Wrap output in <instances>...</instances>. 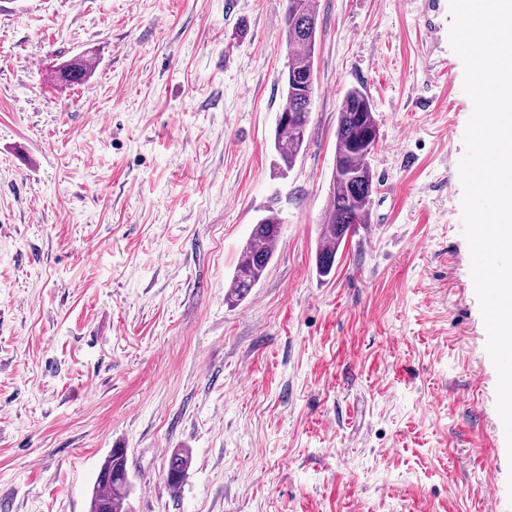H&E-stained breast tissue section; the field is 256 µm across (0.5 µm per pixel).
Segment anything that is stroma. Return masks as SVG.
<instances>
[{
  "mask_svg": "<svg viewBox=\"0 0 512 512\" xmlns=\"http://www.w3.org/2000/svg\"><path fill=\"white\" fill-rule=\"evenodd\" d=\"M286 7L0 0V512H89L117 447L129 512H512L449 0H317L311 121L283 175ZM83 54L95 72L58 86ZM353 87L375 107L371 220L321 278ZM270 209L275 255L228 306ZM253 225L242 248L232 278L231 288L224 294L228 306L240 304L261 280L272 260L281 237L282 220L278 212L267 210Z\"/></svg>",
  "mask_w": 512,
  "mask_h": 512,
  "instance_id": "1",
  "label": "stroma"
}]
</instances>
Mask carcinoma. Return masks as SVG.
Here are the masks:
<instances>
[{
	"mask_svg": "<svg viewBox=\"0 0 512 512\" xmlns=\"http://www.w3.org/2000/svg\"><path fill=\"white\" fill-rule=\"evenodd\" d=\"M285 41L288 48V71L284 105L290 119L279 123L274 149L280 172L291 169L301 152L310 122L315 96L314 58L318 31L315 0H287ZM96 62L92 57H77L62 66L57 83L69 87L92 73ZM377 137L373 104L359 89L349 90L342 99L336 128L335 167L332 173L328 205L320 227L316 267L319 276L331 275L340 245L350 232L366 225L371 217L374 177L369 156ZM282 220L278 212L267 211L256 224L242 248L232 278L231 288L224 294L229 306L241 303L261 280L272 260L281 237ZM189 456L182 452L171 455L167 470L170 485H179L188 468ZM131 485L126 451L112 449L97 475L89 512H125Z\"/></svg>",
	"mask_w": 512,
	"mask_h": 512,
	"instance_id": "cac0c4a2",
	"label": "carcinoma"
}]
</instances>
